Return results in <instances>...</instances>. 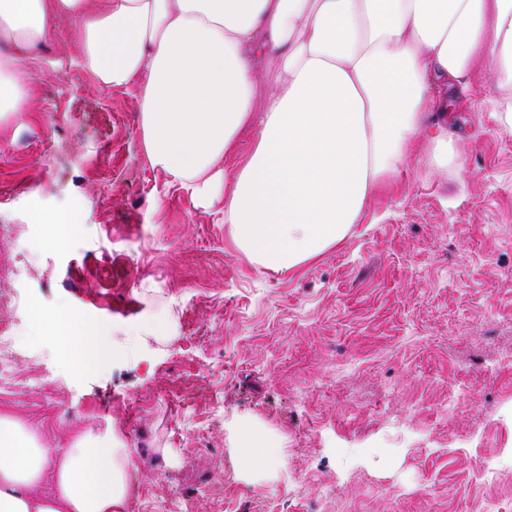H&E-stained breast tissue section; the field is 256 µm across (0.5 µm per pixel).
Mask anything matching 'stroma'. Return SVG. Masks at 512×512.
Instances as JSON below:
<instances>
[{
  "mask_svg": "<svg viewBox=\"0 0 512 512\" xmlns=\"http://www.w3.org/2000/svg\"><path fill=\"white\" fill-rule=\"evenodd\" d=\"M80 55L65 24L36 49V110L0 125V215L28 227L26 293L104 324L115 356L77 371L24 320L0 414L46 448L122 439L128 512H512V471L479 475L512 448V131L489 69L454 112L463 169L413 156L343 243L279 272L150 167L139 86L97 84ZM106 239L153 276L125 286ZM244 422L280 438L267 468L244 467Z\"/></svg>",
  "mask_w": 512,
  "mask_h": 512,
  "instance_id": "obj_1",
  "label": "stroma"
}]
</instances>
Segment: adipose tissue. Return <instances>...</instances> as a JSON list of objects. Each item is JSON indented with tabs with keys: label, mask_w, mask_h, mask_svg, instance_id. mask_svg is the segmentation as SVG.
Returning <instances> with one entry per match:
<instances>
[{
	"label": "adipose tissue",
	"mask_w": 512,
	"mask_h": 512,
	"mask_svg": "<svg viewBox=\"0 0 512 512\" xmlns=\"http://www.w3.org/2000/svg\"><path fill=\"white\" fill-rule=\"evenodd\" d=\"M63 21L102 86L141 83L152 167L280 272L345 241L414 153L458 161L448 101L482 63L512 131V0H0V122L34 111L31 53ZM247 130L251 153L226 165ZM32 319L75 369L111 350L67 307ZM133 468L116 438L53 452L0 416V512H126Z\"/></svg>",
	"instance_id": "adipose-tissue-1"
}]
</instances>
